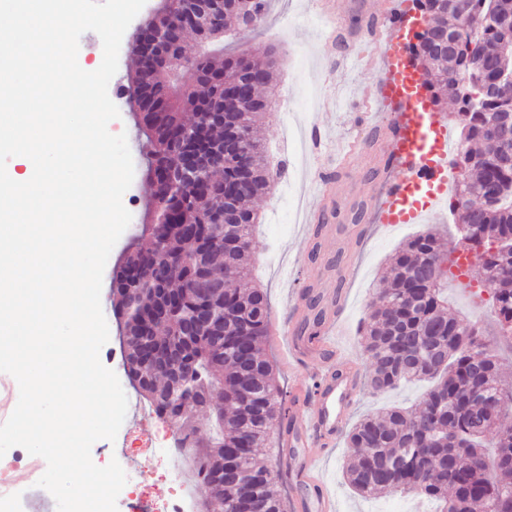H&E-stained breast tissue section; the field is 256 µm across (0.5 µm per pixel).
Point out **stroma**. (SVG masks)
<instances>
[{
    "label": "stroma",
    "instance_id": "stroma-1",
    "mask_svg": "<svg viewBox=\"0 0 512 512\" xmlns=\"http://www.w3.org/2000/svg\"><path fill=\"white\" fill-rule=\"evenodd\" d=\"M327 32L319 20L317 0H272L266 21L246 38H228L225 48L253 54L275 49L278 72L274 83L291 107L303 108L302 124L306 131L317 132L322 141V158L298 160L297 143L285 138L277 113L266 114L260 128L271 163L282 166L280 180L269 194L257 202L262 222L253 234L251 248L257 257L255 275L265 291L271 308L287 307L292 294L303 289L318 291L320 305L329 308L333 293L344 294L345 302L336 330L341 345L360 375H368L370 363L360 345V334L369 303L379 277L399 248L421 232L418 224H401L388 229L377 222L373 212H364L360 222H353V205L368 199L377 175L382 140L379 129L392 115L389 105L372 102L369 116L357 107L361 91L373 78L362 61L381 54L383 47L371 38L360 39L353 58H345L341 45L323 50ZM132 66L128 44H121L118 71L108 91L120 117L109 124L111 133H126L135 140L136 128L127 105L126 88ZM362 139L360 153L339 161V146ZM326 182L336 187L337 203L326 213L333 235L322 238L317 254H309L301 222L295 221L287 200L282 199L283 185H291L304 208L317 205L316 185ZM448 300L457 317L476 324L487 341L495 343L505 377L512 381V348L500 343L492 317L489 292L471 293L457 283H449ZM101 305L109 328V340L100 351V360L108 368L124 375L125 355L119 324L112 312L110 286L101 290ZM425 390L424 384L409 383L377 396L359 393L350 416L358 421L363 415L392 405L414 404ZM177 428L156 411H128L115 441H97L91 449L96 465L110 461L134 460L137 468L127 478L125 491L134 492L161 504L172 492V480L159 452L161 445L174 436ZM347 437H339L332 455L322 463L324 483L335 498L338 512H406L409 497L384 494L365 498L353 490L345 476V464L354 456ZM46 470L43 458L25 455L18 467L8 458H0V492L15 503L32 498L36 483Z\"/></svg>",
    "mask_w": 512,
    "mask_h": 512
}]
</instances>
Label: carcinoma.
Wrapping results in <instances>:
<instances>
[{"label":"carcinoma","mask_w":512,"mask_h":512,"mask_svg":"<svg viewBox=\"0 0 512 512\" xmlns=\"http://www.w3.org/2000/svg\"><path fill=\"white\" fill-rule=\"evenodd\" d=\"M428 17L429 32L412 45L432 105L448 97L461 127L452 160L459 179L451 203L461 239L444 249L430 228L396 253L375 291L361 332L372 362L365 388L373 394L404 381L434 385L408 408L391 407L360 419L349 431L357 454L346 466L351 487L364 496L413 493L443 504L442 512H512V430H495L512 407V386L501 380L498 355L479 328L453 316L444 290L471 254L487 280L501 338L512 345V97L488 96L500 68L512 69V21L502 0H412ZM269 0H237L225 27L261 21ZM174 4L162 0L144 29L172 28ZM448 37V45L436 37ZM222 39L204 27H185L173 49L151 57L135 36L129 101L140 116L148 158L143 178L152 187L136 243L112 270V308L122 327L125 372L160 414L195 432L198 410L214 413L215 433L195 442L205 468L203 486L221 512H282L276 477L263 448L287 394L265 355L269 304L251 277L253 203L277 178L254 129L273 97L274 66L258 77L252 97L219 119L208 111L221 81H247L256 62L204 47ZM243 126L238 149H225L224 127ZM200 154L189 175L173 169L178 150ZM203 279L224 284L203 295ZM224 311V338L189 318L201 309ZM151 349H169L185 387L170 384L165 363Z\"/></svg>","instance_id":"obj_1"}]
</instances>
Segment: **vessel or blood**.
I'll return each instance as SVG.
<instances>
[{
	"mask_svg": "<svg viewBox=\"0 0 512 512\" xmlns=\"http://www.w3.org/2000/svg\"><path fill=\"white\" fill-rule=\"evenodd\" d=\"M416 19L414 10L403 4L386 10L385 28L369 30L371 36L383 39L386 50L381 59L369 62L380 76L368 86L366 96L396 110L380 178L381 221L387 225L429 219L448 183V131L432 108L425 106L420 76L409 62ZM335 326V318H325L303 340L289 335L287 322L272 326L273 335L284 336L294 365H302L308 352L320 356L313 386H297L290 395L299 415L291 419L281 438L286 448L282 470L296 490L292 512H335L334 500L324 489L320 464L348 423L359 385L355 370L339 358L332 335Z\"/></svg>",
	"mask_w": 512,
	"mask_h": 512,
	"instance_id": "vessel-or-blood-1",
	"label": "vessel or blood"
}]
</instances>
